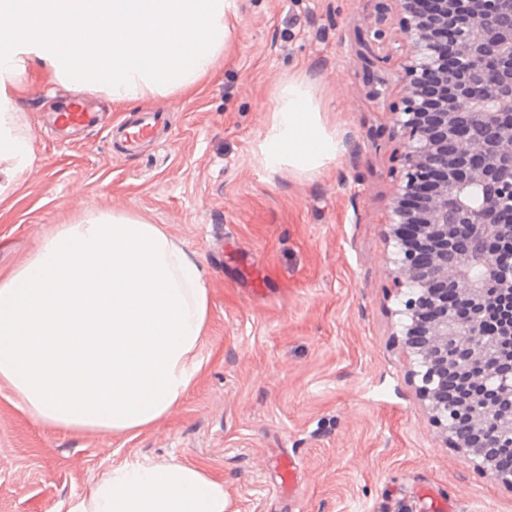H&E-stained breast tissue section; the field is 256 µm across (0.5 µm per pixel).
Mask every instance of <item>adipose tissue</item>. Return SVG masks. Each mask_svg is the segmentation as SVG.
Masks as SVG:
<instances>
[{"label": "adipose tissue", "mask_w": 512, "mask_h": 512, "mask_svg": "<svg viewBox=\"0 0 512 512\" xmlns=\"http://www.w3.org/2000/svg\"><path fill=\"white\" fill-rule=\"evenodd\" d=\"M0 162L9 184L32 155L23 130L26 70L126 105L193 91L232 48L238 0H0ZM343 143L306 77L282 83L258 144L271 172L309 176ZM205 270L143 217L90 210L0 275V382L35 422L135 434L166 417L203 367ZM69 512H226L202 466L113 468Z\"/></svg>", "instance_id": "ef3b65f1"}]
</instances>
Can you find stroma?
Wrapping results in <instances>:
<instances>
[{"label": "stroma", "instance_id": "obj_1", "mask_svg": "<svg viewBox=\"0 0 512 512\" xmlns=\"http://www.w3.org/2000/svg\"><path fill=\"white\" fill-rule=\"evenodd\" d=\"M233 39L193 94L165 97L172 135L146 155L119 156L107 133L150 100L96 98L98 127L50 138L36 133L48 104L26 100L32 169L0 194V272L84 210L127 212L204 266L210 315L194 384L134 436L38 424L0 384V512H68L113 467L145 460L203 466L228 512H512V488L448 447L403 335L385 218L405 93L369 95L404 60L392 0H239ZM296 75L344 146L311 176L269 172L254 153L276 87ZM231 246L243 269L225 266ZM289 456L295 487L274 495Z\"/></svg>", "mask_w": 512, "mask_h": 512}]
</instances>
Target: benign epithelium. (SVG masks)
Listing matches in <instances>:
<instances>
[{
    "instance_id": "obj_1",
    "label": "benign epithelium",
    "mask_w": 512,
    "mask_h": 512,
    "mask_svg": "<svg viewBox=\"0 0 512 512\" xmlns=\"http://www.w3.org/2000/svg\"><path fill=\"white\" fill-rule=\"evenodd\" d=\"M402 16L401 33L405 61L394 74L401 85L405 107L394 113L403 135V175L394 186L389 215L391 231L405 223L402 200L415 193L420 181L427 192L418 201L414 224L427 260L420 268L402 256L394 262L398 283L421 277L423 298L431 315L424 327L428 336L425 354L448 362L450 336L479 335L487 289L512 288V276L500 277L494 246L502 233L494 215L512 185L503 186L499 171L512 168V65L501 76L473 90L468 65L490 56L512 60V20L500 17L497 0H457L452 23L445 28L453 56L440 52L429 35V26L408 16L410 0H392ZM482 188L483 206L468 202L473 185ZM456 196L460 224L484 233L486 249L482 274L476 276L463 261L448 262L457 239L448 228V195ZM472 430L481 436L491 421L504 435H512V406L471 412Z\"/></svg>"
}]
</instances>
